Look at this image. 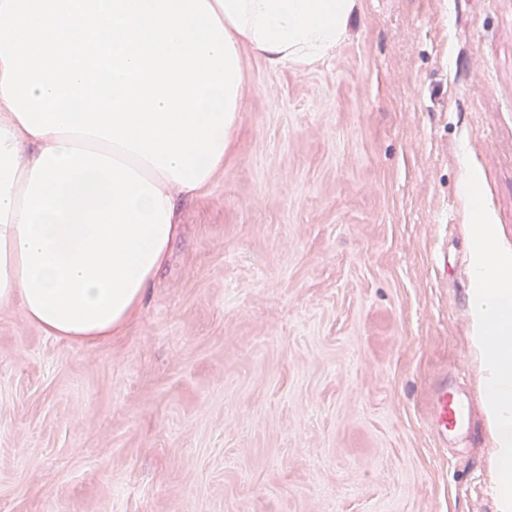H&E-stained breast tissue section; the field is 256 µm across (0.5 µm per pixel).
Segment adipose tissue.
Returning a JSON list of instances; mask_svg holds the SVG:
<instances>
[{"instance_id": "1", "label": "adipose tissue", "mask_w": 512, "mask_h": 512, "mask_svg": "<svg viewBox=\"0 0 512 512\" xmlns=\"http://www.w3.org/2000/svg\"><path fill=\"white\" fill-rule=\"evenodd\" d=\"M360 0H0V308L93 345L140 313L176 199L224 168L243 49L310 64Z\"/></svg>"}]
</instances>
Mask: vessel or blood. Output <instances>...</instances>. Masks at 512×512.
I'll return each mask as SVG.
<instances>
[{
	"mask_svg": "<svg viewBox=\"0 0 512 512\" xmlns=\"http://www.w3.org/2000/svg\"><path fill=\"white\" fill-rule=\"evenodd\" d=\"M430 426L440 441L471 426L473 405L469 395L453 381L440 379L432 390Z\"/></svg>",
	"mask_w": 512,
	"mask_h": 512,
	"instance_id": "b4317fda",
	"label": "vessel or blood"
}]
</instances>
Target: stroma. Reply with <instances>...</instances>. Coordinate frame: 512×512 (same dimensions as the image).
I'll return each mask as SVG.
<instances>
[{
    "mask_svg": "<svg viewBox=\"0 0 512 512\" xmlns=\"http://www.w3.org/2000/svg\"><path fill=\"white\" fill-rule=\"evenodd\" d=\"M224 170L93 346L0 309V512H495L461 156L512 248V0H361L310 65L244 50ZM430 404L431 431L438 440L448 442L449 436L470 429L472 401L456 381L443 376L432 390Z\"/></svg>",
    "mask_w": 512,
    "mask_h": 512,
    "instance_id": "stroma-1",
    "label": "stroma"
}]
</instances>
